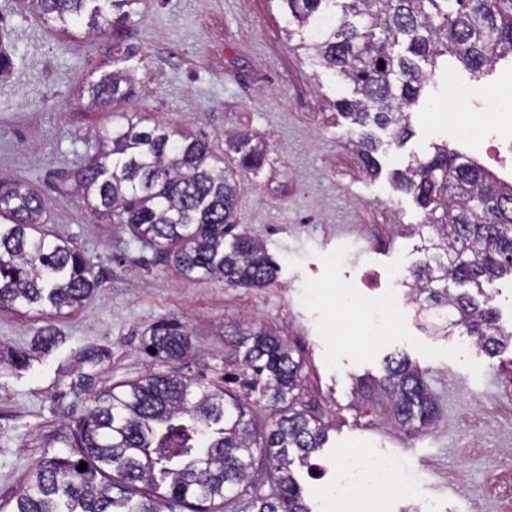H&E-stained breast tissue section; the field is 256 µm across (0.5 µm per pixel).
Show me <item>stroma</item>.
Masks as SVG:
<instances>
[{"label": "stroma", "instance_id": "1", "mask_svg": "<svg viewBox=\"0 0 512 512\" xmlns=\"http://www.w3.org/2000/svg\"><path fill=\"white\" fill-rule=\"evenodd\" d=\"M128 11L121 38L67 44L21 0H0V39L13 63L0 78V177L42 195L47 231L83 250L101 279L90 303L69 317L0 309V353L30 349L47 325L63 338L51 352L33 353L25 367H0V503L20 492L44 456L67 448L72 421L85 407L68 371L72 353L108 351L97 387L132 379L157 366L142 347L143 331L175 321L192 331L198 355L172 368L206 385L223 384L225 339L239 327L265 325L290 338L307 364L308 398L331 424L324 450L296 468L313 512H328L342 459L387 453L397 455L400 478L442 512H503L494 480L512 478V351L489 358L471 338L430 335L416 318L393 270L418 260L414 228L423 215L396 189L393 174L443 143L495 169L483 144L456 140L455 125L482 115L493 84L505 101L499 125L512 129V61H500L480 81L451 63L462 100L425 93L409 109L411 137L384 143L372 176L350 119L335 107L345 89L297 50L282 0H133ZM116 44L130 51L135 79L121 110L192 131L232 167L237 156L226 137L264 135L259 166L243 175L235 230L265 244L278 267L271 286L176 279L126 227L101 223L84 207L71 172L87 154L88 135L111 114L87 106L76 91L118 70ZM339 252L345 260L336 266L331 258ZM353 293L399 301L385 339L364 337ZM393 353L416 362L431 386L437 417L422 431L395 427L357 391L359 380L382 376Z\"/></svg>", "mask_w": 512, "mask_h": 512}]
</instances>
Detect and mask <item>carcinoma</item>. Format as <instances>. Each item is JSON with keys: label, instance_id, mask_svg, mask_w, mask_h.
<instances>
[{"label": "carcinoma", "instance_id": "1", "mask_svg": "<svg viewBox=\"0 0 512 512\" xmlns=\"http://www.w3.org/2000/svg\"><path fill=\"white\" fill-rule=\"evenodd\" d=\"M130 2L29 0L69 42L79 38L85 18L96 33L118 30ZM283 2L297 25L298 49L350 86L336 106L356 125L369 172L378 167L380 146L370 128L403 143L406 108L448 75V60L478 77L512 57V0ZM133 81L128 71L114 72L81 89L90 104L112 109L110 123L92 136L94 154L74 172L85 206L128 226L184 280L271 285L278 269L264 246L232 233L241 173L259 164L264 138L230 135L238 163L226 166L207 141L118 109ZM393 178L432 229L409 269L418 313L434 333L462 328L489 357L498 356L512 345V330L498 324L484 285L512 276V182L446 144L428 158H412ZM43 217L36 191L0 179V308L63 318L91 300L98 278L82 250L44 230ZM450 281L475 292L453 294ZM60 342L48 325L34 348L49 352ZM143 348L161 364L196 350L191 333L171 321L151 325ZM104 358L85 347L71 371L89 382ZM224 367L233 368L243 393L202 386L173 370L88 388L68 450L44 457L12 508L0 505V512H312L291 465L324 447L328 425L306 401L304 358L272 329L249 326L227 340ZM361 388L369 400L384 399L385 412L403 429L420 431L435 420L423 371L403 354L390 356L384 376ZM253 393L268 411L262 427L249 402Z\"/></svg>", "mask_w": 512, "mask_h": 512}]
</instances>
